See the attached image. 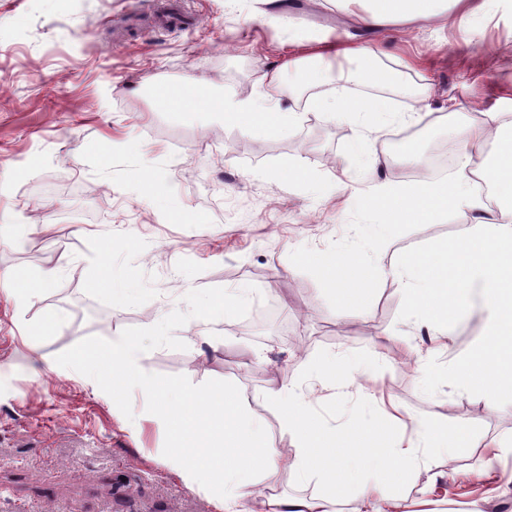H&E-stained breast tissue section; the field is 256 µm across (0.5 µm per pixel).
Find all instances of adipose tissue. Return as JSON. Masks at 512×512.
I'll return each mask as SVG.
<instances>
[{
	"instance_id": "adipose-tissue-1",
	"label": "adipose tissue",
	"mask_w": 512,
	"mask_h": 512,
	"mask_svg": "<svg viewBox=\"0 0 512 512\" xmlns=\"http://www.w3.org/2000/svg\"><path fill=\"white\" fill-rule=\"evenodd\" d=\"M366 28L378 30L390 22L431 20L454 13L468 22L485 13V0H362ZM201 107L222 115L242 133L277 132L290 128L295 116L274 110L263 95L240 97L225 92L200 98ZM309 109L364 124L371 117H386L384 99L357 104L348 99L311 96ZM459 169L449 179H423L411 185L373 181L363 204L374 217L372 235L385 242L397 224H430L438 212H462L471 226L455 245L438 244L390 266L394 277L410 297L414 310L433 328L449 331L458 312L473 292H480L491 310L483 337L466 358L453 364L447 378L454 386L482 393L489 407L512 398V117L488 113L482 124L464 123L456 130ZM493 141L496 151L481 157L479 147ZM479 166L491 190L483 197L467 178ZM315 265L340 302L358 301L370 291L374 268L354 249L325 259L316 255ZM74 357L89 367L112 366L114 391L138 378L137 350L131 341L112 344L102 352L84 349ZM269 399L281 411L288 432L297 440L293 459L281 458L273 449L260 447L245 432L239 396L233 389L214 398L199 397L186 406L162 404L178 446L170 457L171 468L188 481L207 476L219 494L224 512H252L247 500L257 479L275 480L282 470L302 479H319L324 494L316 498L288 497L270 502L268 512H335L338 500L352 499V512H385L393 485L424 477L426 486L444 480L443 472L430 471L428 461L437 452L425 426L416 422L408 439H394L386 425L351 426L328 432L310 411L311 401L294 387L271 389ZM370 468L373 478L360 496L349 493V459Z\"/></svg>"
}]
</instances>
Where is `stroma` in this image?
I'll list each match as a JSON object with an SVG mask.
<instances>
[{"label":"stroma","instance_id":"1","mask_svg":"<svg viewBox=\"0 0 512 512\" xmlns=\"http://www.w3.org/2000/svg\"><path fill=\"white\" fill-rule=\"evenodd\" d=\"M157 0H0V512H221L208 482L186 481L169 465L175 443L156 398L138 384L112 393V371L88 369L73 350H103L132 339L139 367L171 397L238 393L263 445L293 458L269 388L282 378L312 399L327 430L374 419L410 435L432 425L440 442L467 426L478 440H512V407L439 381L479 341L486 319L474 309L449 336L430 335L399 284L376 276L365 311L342 313L335 294L303 254L355 246L386 267L470 228L464 214L398 224L376 252L371 215L356 196L375 178L399 184L421 170L390 134L405 123L365 129L309 113L271 86L322 39L343 45L357 28V0H182L194 17L179 30L125 34L130 13L149 16ZM377 68L411 57L413 71L366 84L359 63L330 76L327 97L384 98L394 112L416 110L424 159L451 148L458 115L512 113V0H492L468 25L441 20L389 28L377 37ZM428 76L419 97L399 83ZM207 86L264 93L296 113L290 130L244 134L214 112L157 110L152 92ZM303 161L311 181L288 168ZM56 278L21 300L18 281ZM128 282L131 295L103 288ZM237 288L247 295L228 318L200 303ZM275 304L270 330L243 322ZM311 356L343 359L363 373L365 394L340 379L308 378ZM484 449L435 457L453 471L447 492L394 490L413 512H512V492H493Z\"/></svg>","mask_w":512,"mask_h":512}]
</instances>
